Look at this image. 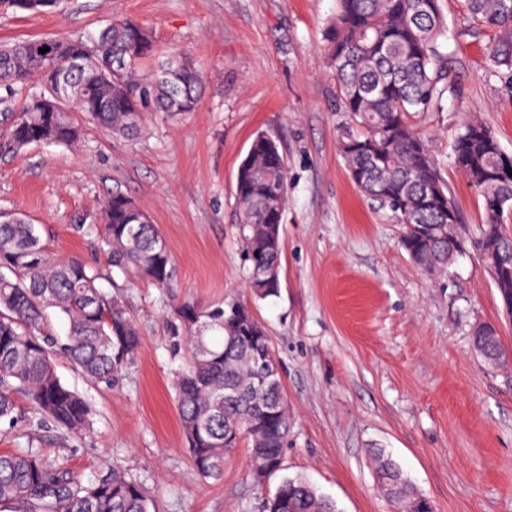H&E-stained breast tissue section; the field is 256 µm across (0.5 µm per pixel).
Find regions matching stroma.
<instances>
[{
  "mask_svg": "<svg viewBox=\"0 0 512 512\" xmlns=\"http://www.w3.org/2000/svg\"><path fill=\"white\" fill-rule=\"evenodd\" d=\"M439 50L456 81L413 122L448 184L460 234L485 215L458 172L451 142L474 113L512 154V81L490 61L491 32L465 0H440ZM336 0H66L58 14L0 15V41L81 37L132 19L160 51L177 50L204 74L195 111L147 116L137 138L89 130L76 146L41 145L0 157V210L49 229L58 261L105 266L81 224L114 193L130 197L163 234L175 267L170 288L101 281L142 339L111 386L58 359L62 381L91 405L90 428L63 437L17 397L0 422V453L40 448L67 459L82 481L119 465L148 488L155 512H264L285 477H301L338 512H394L372 451L385 449L434 512H512V365L473 350L480 323L512 349V320L481 259L460 256L452 275H428L399 245L404 227L349 178L338 149L352 125L326 62ZM283 153L288 204L278 296L255 299L245 280L234 197L257 134ZM248 305L271 339L293 416L277 474L255 480L250 447L203 480L185 448L173 386L184 361L176 308Z\"/></svg>",
  "mask_w": 512,
  "mask_h": 512,
  "instance_id": "stroma-1",
  "label": "stroma"
}]
</instances>
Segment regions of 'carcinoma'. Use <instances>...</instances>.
<instances>
[{"instance_id": "1", "label": "carcinoma", "mask_w": 512, "mask_h": 512, "mask_svg": "<svg viewBox=\"0 0 512 512\" xmlns=\"http://www.w3.org/2000/svg\"><path fill=\"white\" fill-rule=\"evenodd\" d=\"M469 14L495 32L494 66L512 79V0H465ZM64 0H0V14L57 12ZM446 32L439 0H338L327 32L328 68L336 77L341 108L357 131L342 137L339 151L350 178L367 195L388 205L400 223L420 230L401 238L411 261L428 274L449 272L464 253L460 241L481 253L501 256L495 287L512 301V235L504 221L512 214V156L472 115L457 133L455 163L478 190L486 223L464 238L448 225L459 224L448 205V187L434 158L411 123L439 97L450 79L438 39ZM47 47L49 51L39 52ZM203 76L183 54L157 59L149 31L141 23H110L87 38L18 40L0 44V88L25 95L17 112L0 123V155L32 145L76 144L83 127L74 117L133 137L152 112H192ZM286 163L277 144L257 135L236 176L239 232L248 281L262 266L281 265L282 247L266 236L265 225L283 223ZM77 228L94 238L109 269L169 286L175 268L164 238L131 198L115 193L95 224ZM44 227L22 214L0 211V420L13 419L14 396L23 394L34 413L65 434L89 425L90 409L57 373V357L86 377L108 385L135 357L140 334L120 300L97 287L101 270L80 260L53 261ZM207 318L199 332L182 322L188 349L174 386L178 414L192 464L199 476L218 478L230 433H244L255 477L281 470L279 450L292 421L278 412L283 386L275 355L252 361L248 330L230 310L202 314L185 303L179 315ZM67 325L61 340L55 325ZM478 356L501 363L508 358L500 337L472 334ZM378 483L407 512L417 490L383 451L375 454ZM0 504L11 512H151L144 484L114 466L85 484L64 463L39 450L0 454ZM266 512H337L336 505L306 481L285 477L267 499Z\"/></svg>"}]
</instances>
